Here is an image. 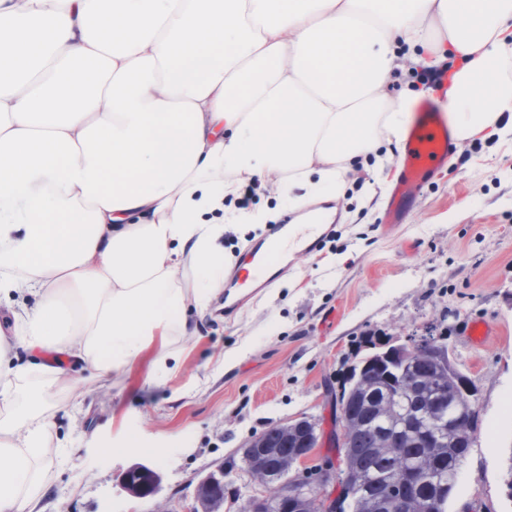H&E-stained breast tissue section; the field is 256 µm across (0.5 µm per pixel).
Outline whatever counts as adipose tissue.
<instances>
[{
  "label": "adipose tissue",
  "mask_w": 512,
  "mask_h": 512,
  "mask_svg": "<svg viewBox=\"0 0 512 512\" xmlns=\"http://www.w3.org/2000/svg\"><path fill=\"white\" fill-rule=\"evenodd\" d=\"M458 59V140H512V0H0V512H34L75 383L114 387L196 335L243 185L299 210L400 145L407 63ZM32 351L18 362L13 345ZM67 354L53 367L35 352Z\"/></svg>",
  "instance_id": "1"
}]
</instances>
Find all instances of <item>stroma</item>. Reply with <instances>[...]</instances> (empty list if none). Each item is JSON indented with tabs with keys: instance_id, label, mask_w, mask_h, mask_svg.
<instances>
[{
	"instance_id": "obj_1",
	"label": "stroma",
	"mask_w": 512,
	"mask_h": 512,
	"mask_svg": "<svg viewBox=\"0 0 512 512\" xmlns=\"http://www.w3.org/2000/svg\"><path fill=\"white\" fill-rule=\"evenodd\" d=\"M375 176L370 165L348 178L334 231L315 255L297 258L232 317L216 300L200 337L175 342L183 353L177 374L159 372L151 349L120 387L78 384L62 394L54 431L77 444L62 465L51 449L39 512H191L197 481L217 469L227 498L256 493L241 461L251 438L299 417L331 431L339 382L367 343L404 339L435 320L457 369L478 388L479 427L448 512H512V414L503 408L512 396V143L455 142L447 168L392 229L381 222L385 189L360 203V182ZM473 322L495 337L473 343ZM219 355L227 360L221 370ZM129 431L168 443L158 453L111 454L85 441ZM136 462L160 471L157 494L135 498L122 489Z\"/></svg>"
}]
</instances>
